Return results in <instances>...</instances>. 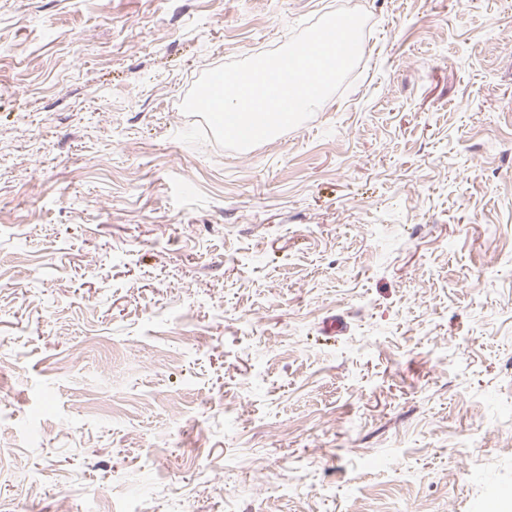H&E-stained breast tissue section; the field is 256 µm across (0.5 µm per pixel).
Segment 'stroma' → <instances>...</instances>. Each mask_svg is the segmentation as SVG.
Listing matches in <instances>:
<instances>
[{"label": "stroma", "mask_w": 512, "mask_h": 512, "mask_svg": "<svg viewBox=\"0 0 512 512\" xmlns=\"http://www.w3.org/2000/svg\"><path fill=\"white\" fill-rule=\"evenodd\" d=\"M341 7L360 63L310 119L232 151L183 113ZM493 487L512 0H0V504L512 512Z\"/></svg>", "instance_id": "stroma-1"}]
</instances>
